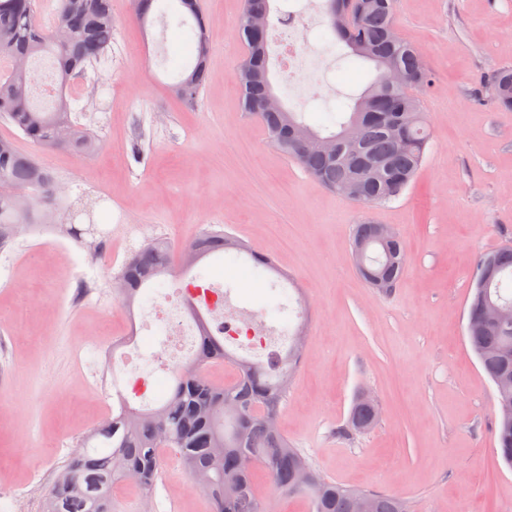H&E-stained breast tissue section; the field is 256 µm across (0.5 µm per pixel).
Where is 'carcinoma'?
<instances>
[{"label": "carcinoma", "instance_id": "cac0c4a2", "mask_svg": "<svg viewBox=\"0 0 512 512\" xmlns=\"http://www.w3.org/2000/svg\"><path fill=\"white\" fill-rule=\"evenodd\" d=\"M135 0L140 23L150 11L181 29L194 43L195 59L185 65L163 56L160 64L177 71L172 89L188 101L199 98L211 78L210 42L198 0ZM38 0H0V57L24 58L23 69L0 73V119L14 126L32 145L45 150L69 149L80 156L100 151L102 140L79 122L67 95L75 77L98 64L112 49V0H58L55 22L46 28L38 22ZM349 0H325L333 45L348 48L342 58L369 61L376 76L353 103L341 102L326 109L324 123L314 127L301 112L284 109L264 117L262 127L271 143L295 160L323 187L339 191L351 181L361 184L357 203L378 206L399 197L416 177L429 142L423 106L417 92L431 83V72L421 52L405 41L395 26L394 0H366L356 19H348ZM249 54L244 69L257 71L262 79L249 86L239 83L242 105L252 114L259 107L270 80L268 34L251 41L241 31ZM41 57L53 61L56 91L46 96L50 105L37 104L38 88L33 63ZM394 66L414 78L405 86L386 83V71ZM494 103L512 109V69L490 76L486 86ZM356 127L366 150L379 162L371 171L360 170L353 157L333 158L310 142L295 147L286 130L294 128L316 138L339 137ZM41 165L31 154L21 152L14 141L0 137V247L13 235L17 224H48L56 212L58 189L40 176ZM376 224L366 220L356 225L352 243L366 248L358 257L363 268L377 274L366 283L379 290L395 287L404 276L406 246L401 236L380 243ZM184 251L197 261L184 265L191 270L213 253H245L256 269L269 270L271 263L222 231L192 242ZM171 272V247L154 238L134 251L120 276L127 288L119 302L132 311L138 285L149 288ZM477 274L486 282L474 289L468 318L479 319L485 305L512 307V245L483 254ZM199 333L193 359L174 367L175 383L154 408H135L122 403L118 413L100 422L58 471L44 502L43 512H112V485L132 474L140 475L138 487L147 495L160 467L159 452L169 448L179 454L191 476L213 505V512H268L253 488L254 468H261L269 481L285 494H303L310 512H353V496L364 495L372 512H408L399 497L369 489H351L322 476L297 449L290 447L282 431L267 425L278 414L288 386L284 380L297 368L300 331L289 337L285 353L276 360L256 362L233 355L213 334L197 307L189 305ZM469 344L484 372L495 386V440L504 463L512 468V322L480 325L467 332ZM228 362L236 380L225 387L214 384L204 369ZM349 429L364 433L375 425L372 402L356 398L349 414Z\"/></svg>", "mask_w": 512, "mask_h": 512}]
</instances>
